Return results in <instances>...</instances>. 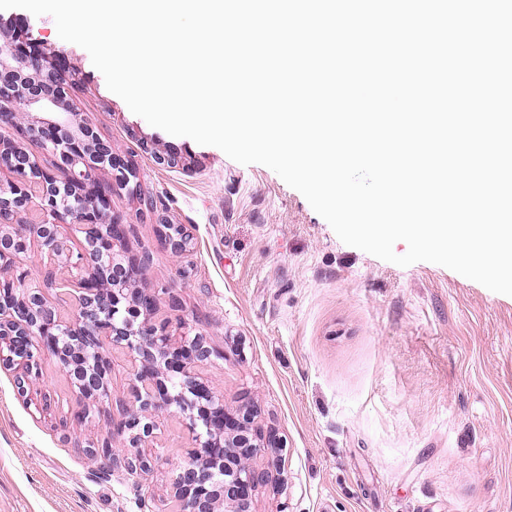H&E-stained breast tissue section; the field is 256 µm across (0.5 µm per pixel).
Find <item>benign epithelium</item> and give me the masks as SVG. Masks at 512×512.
I'll return each mask as SVG.
<instances>
[{"label": "benign epithelium", "mask_w": 512, "mask_h": 512, "mask_svg": "<svg viewBox=\"0 0 512 512\" xmlns=\"http://www.w3.org/2000/svg\"><path fill=\"white\" fill-rule=\"evenodd\" d=\"M63 58L31 38L28 27L0 31V124L15 130L56 158L57 172L43 169L36 157L12 144H0V171L13 180L0 184V267L22 264L35 238L62 264L69 277L58 281L77 295V317L67 321L48 303L42 288L30 284L18 291L15 282L0 280V365L20 371V392L41 377L45 352L58 357L83 398L107 395L110 349L121 346L138 364L132 386L134 407L126 409L118 433L129 432L137 447L153 434L150 413L175 408L186 413L193 434L189 461L176 476L173 498L183 512H250L253 493L269 481L257 459L264 451L282 448L276 430L253 426L255 406L224 407L209 385L187 378L188 367L208 360L213 349L204 337L175 340L168 324L146 321L139 305L146 259L128 256L125 225L106 221L112 188L104 187L97 171L110 168L123 183L129 162L114 156L112 145L99 140L78 121L68 99ZM37 208L44 220L20 224L18 217ZM69 224L84 236L75 250L62 228ZM172 251L187 250L183 228L166 231ZM88 452L112 460L129 474L145 472L151 459L142 452L125 453L104 442Z\"/></svg>", "instance_id": "1"}]
</instances>
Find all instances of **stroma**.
Instances as JSON below:
<instances>
[{
	"label": "stroma",
	"mask_w": 512,
	"mask_h": 512,
	"mask_svg": "<svg viewBox=\"0 0 512 512\" xmlns=\"http://www.w3.org/2000/svg\"><path fill=\"white\" fill-rule=\"evenodd\" d=\"M33 38L78 77V118L131 162L135 192L109 218L146 256L156 320L203 336L215 355L190 375L227 409L255 405L283 446L250 512H512V296L444 266L402 267L343 243L270 168L149 125L106 86L54 19L20 8ZM174 163H167V156ZM183 225L173 255L159 234ZM19 393L0 367V512H181L170 485L192 445L189 419L158 411L140 478L91 456L130 401L134 369L112 352L107 396L87 420L58 359ZM49 409H41L42 397Z\"/></svg>",
	"instance_id": "obj_1"
}]
</instances>
